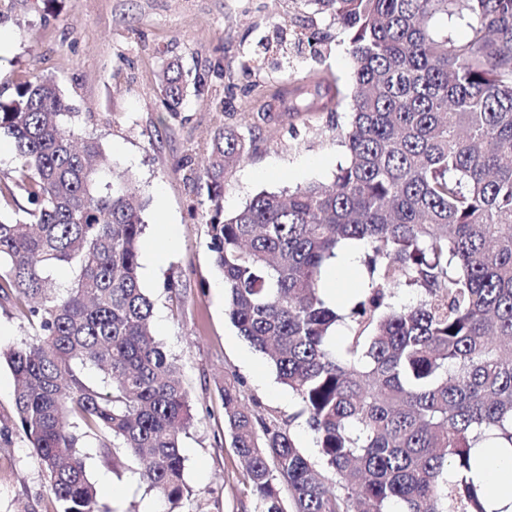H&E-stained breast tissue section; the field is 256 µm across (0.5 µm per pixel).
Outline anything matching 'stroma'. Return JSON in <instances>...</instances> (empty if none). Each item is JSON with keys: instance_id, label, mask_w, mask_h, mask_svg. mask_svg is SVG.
<instances>
[{"instance_id": "1", "label": "stroma", "mask_w": 512, "mask_h": 512, "mask_svg": "<svg viewBox=\"0 0 512 512\" xmlns=\"http://www.w3.org/2000/svg\"><path fill=\"white\" fill-rule=\"evenodd\" d=\"M287 22L286 47L274 25ZM0 94L38 72L52 77L68 103L70 124L97 137L115 174L136 183L147 202L140 280L154 303L156 340L173 357L188 392L194 424L182 438L185 479L192 493L181 512H254L255 499L224 426L225 382L243 383L245 402L287 418L297 447L314 466L322 461L300 416L297 397L281 384L224 312V282L212 265L209 232L186 168L222 125L251 133L253 144L224 180V210L233 212L263 190L328 182L346 149L336 135L347 109L317 105L293 124L253 126L261 101L291 89L292 78L315 71L348 90L351 67L342 35L305 0H0ZM318 32L316 47H295L296 34ZM180 57L192 68L221 62L201 97L166 111L159 74ZM261 65L243 71L246 57ZM175 239L150 262L160 225ZM175 290H168V281ZM14 379L0 365V512H60L28 442L14 426ZM120 471L96 449L86 467L99 490L100 512H156L157 496L140 482L133 457Z\"/></svg>"}]
</instances>
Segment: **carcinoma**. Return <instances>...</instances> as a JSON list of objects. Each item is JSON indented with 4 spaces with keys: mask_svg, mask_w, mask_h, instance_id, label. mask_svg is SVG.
<instances>
[{
    "mask_svg": "<svg viewBox=\"0 0 512 512\" xmlns=\"http://www.w3.org/2000/svg\"><path fill=\"white\" fill-rule=\"evenodd\" d=\"M307 2L340 26L352 66L347 159L332 181L262 191L227 213L224 178L251 140L224 125L197 167L185 162L225 313L298 397L334 474L315 471L291 423L252 412L230 381L224 423L254 512H491L467 473L480 441L512 447V0ZM455 14L470 21L464 43L431 26ZM208 77L167 61L168 111ZM321 88L296 86L277 119L313 111ZM69 110L41 74L0 97V135L16 152L13 185L0 187L15 206L0 215V298L35 329L0 350L15 429L61 512H97L82 454L91 436L105 458L125 449L175 512L190 493L181 438L194 414L151 333L146 201L131 179H104L102 144L63 124ZM356 241L370 288L341 312L322 272ZM401 281L420 291L416 303L389 301Z\"/></svg>",
    "mask_w": 512,
    "mask_h": 512,
    "instance_id": "1",
    "label": "carcinoma"
}]
</instances>
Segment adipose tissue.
Instances as JSON below:
<instances>
[{"label":"adipose tissue","instance_id":"adipose-tissue-1","mask_svg":"<svg viewBox=\"0 0 512 512\" xmlns=\"http://www.w3.org/2000/svg\"><path fill=\"white\" fill-rule=\"evenodd\" d=\"M469 476L484 489L494 512H512V448L495 442L483 446Z\"/></svg>","mask_w":512,"mask_h":512}]
</instances>
